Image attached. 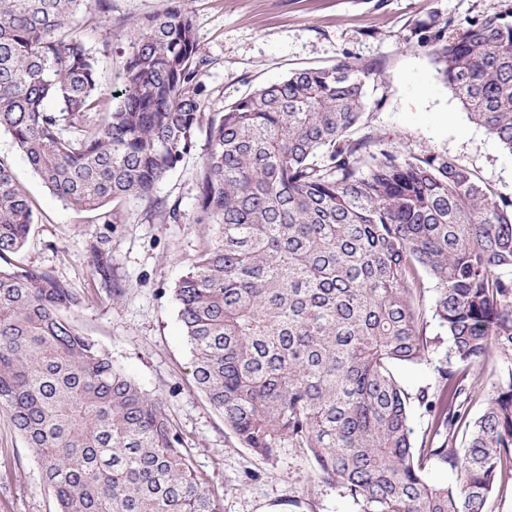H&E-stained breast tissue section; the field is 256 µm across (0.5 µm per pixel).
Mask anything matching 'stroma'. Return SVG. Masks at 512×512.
Wrapping results in <instances>:
<instances>
[{
  "label": "stroma",
  "mask_w": 512,
  "mask_h": 512,
  "mask_svg": "<svg viewBox=\"0 0 512 512\" xmlns=\"http://www.w3.org/2000/svg\"><path fill=\"white\" fill-rule=\"evenodd\" d=\"M167 0H112L108 14L82 13L81 39L103 57L102 88L124 82L121 48L133 20L163 9ZM502 0H191L195 32L210 63L204 82L208 109L224 106L291 72L330 68L346 60L370 71L368 122L383 147L415 155L436 152L472 169L490 188L512 198V153L473 123L442 81L427 48H408L415 23L458 28L500 12ZM206 140L160 183L154 199L177 207L178 221L149 203H112L109 224L66 205L44 187L0 133V162L9 166L38 216L20 265L51 271L83 295L70 315L85 336L106 349L140 387L174 418L195 467L218 493L221 512H359L333 482L322 480L300 449L285 445L267 461L241 447L197 389L192 354L178 318L175 288L212 228L195 221L197 171ZM112 258L121 298L109 297L95 273L91 242ZM512 368L492 353L476 375L481 395L466 403L479 417ZM0 512H56L39 460L0 408Z\"/></svg>",
  "instance_id": "obj_1"
}]
</instances>
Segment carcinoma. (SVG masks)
I'll return each mask as SVG.
<instances>
[{
	"label": "carcinoma",
	"mask_w": 512,
	"mask_h": 512,
	"mask_svg": "<svg viewBox=\"0 0 512 512\" xmlns=\"http://www.w3.org/2000/svg\"><path fill=\"white\" fill-rule=\"evenodd\" d=\"M110 10L0 0V132L53 195L106 220L110 203L152 199L205 132L195 223L213 234L175 289L200 392L242 447L267 461L284 442L300 449L360 512H484L512 480V370L476 420L462 401L479 393L475 366L512 355V199L447 156L378 148L362 133L370 72L350 61L206 113L209 59L188 0L131 23L124 86L108 98L72 21ZM408 42L512 153V3L452 31L418 23ZM32 224L0 163V406L58 512H219L161 402L68 315L82 296L12 262ZM428 313L449 346L437 391L413 394L399 372L433 352ZM414 401L432 417L418 445ZM429 460L459 471L461 488L430 483Z\"/></svg>",
	"instance_id": "cac0c4a2"
}]
</instances>
